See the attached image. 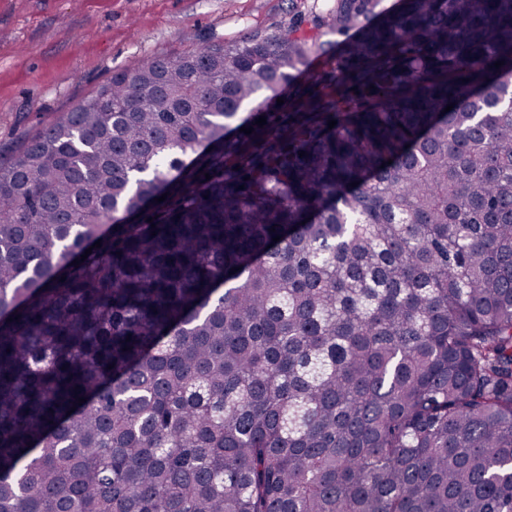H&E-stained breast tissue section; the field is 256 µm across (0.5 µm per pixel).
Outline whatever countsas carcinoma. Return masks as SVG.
Masks as SVG:
<instances>
[{
  "instance_id": "cac0c4a2",
  "label": "carcinoma",
  "mask_w": 512,
  "mask_h": 512,
  "mask_svg": "<svg viewBox=\"0 0 512 512\" xmlns=\"http://www.w3.org/2000/svg\"><path fill=\"white\" fill-rule=\"evenodd\" d=\"M0 512H512V0L294 9L0 158Z\"/></svg>"
}]
</instances>
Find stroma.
<instances>
[{
  "label": "stroma",
  "mask_w": 512,
  "mask_h": 512,
  "mask_svg": "<svg viewBox=\"0 0 512 512\" xmlns=\"http://www.w3.org/2000/svg\"><path fill=\"white\" fill-rule=\"evenodd\" d=\"M292 0H0V157L151 58L286 23Z\"/></svg>",
  "instance_id": "35a3bbf8"
}]
</instances>
